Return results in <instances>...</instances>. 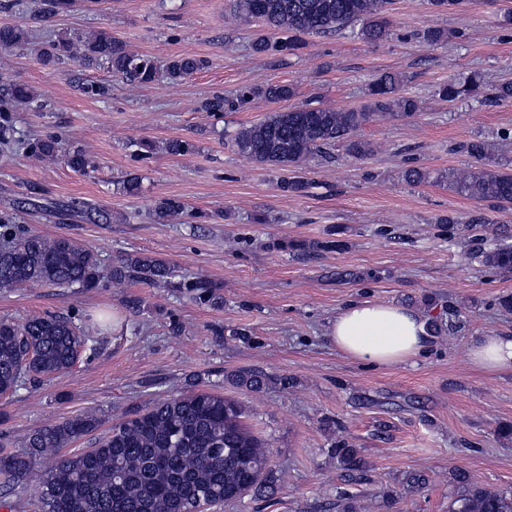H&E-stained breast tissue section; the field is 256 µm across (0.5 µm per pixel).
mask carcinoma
I'll return each mask as SVG.
<instances>
[{
	"mask_svg": "<svg viewBox=\"0 0 512 512\" xmlns=\"http://www.w3.org/2000/svg\"><path fill=\"white\" fill-rule=\"evenodd\" d=\"M76 0H42L35 19L42 24L71 10ZM394 0H234L233 13L245 21L258 20L267 33L251 44L259 56L296 54L308 34H335L346 29L366 43H379L390 36L387 14ZM28 45V33L19 27H0V49ZM43 64L75 62L86 69L107 68L112 77L129 85L146 86L158 78L154 60L131 52L106 29L86 36H61L39 51ZM205 66L190 55L167 61L165 78L177 84ZM405 76L394 71L379 73L368 85L367 101L359 109L339 111L330 107L295 106L272 112L263 120L242 126L232 136L234 150L246 160L281 172L279 188L285 193L306 194L312 183L304 176L317 156L329 157L340 141L348 151L364 157L374 152L366 141L352 139L362 126L380 118H410L419 111V101L404 90ZM438 95L450 102L484 96L481 77L471 74L443 83ZM295 96L290 83L246 86L234 100L217 98L205 104L208 112L224 108L240 110L258 98L272 102ZM12 103L37 111L43 104L24 84H14L0 103V114ZM5 144H17L37 159L62 157L80 171L92 166L81 151L64 149L56 135L26 139L5 124L0 127ZM462 149L477 167L439 174L436 180L476 202H489L502 210L512 209V172L498 169L496 145L472 139ZM164 150L174 156L195 152V144L176 138ZM95 222H111L105 209L73 202ZM185 204L176 198H161L154 206V220L168 224L181 216ZM512 237L502 227L487 246L473 254L483 266L512 270ZM301 251H340L343 241L296 242ZM176 270L167 261L151 256L128 255L105 269L98 254L68 237H46L16 224L9 214L0 215V290L26 285L77 288L88 291L107 278L121 285L129 280L145 284L168 283L187 288L194 299L211 297L212 284L202 277L174 281ZM98 328H81L59 315L34 317L23 324L0 319V395L12 394L27 385L49 379L71 368ZM227 380L245 393H260L272 382L259 369H241ZM242 402L203 389L191 388L160 399L115 424L93 446L61 456L59 451L95 432L100 417L86 411L41 428L28 436L19 452L0 450V490L24 485L30 473L40 468L33 487L39 512H196L219 508L250 493L272 498L280 478L270 462L269 443L246 423ZM336 464L351 476H360L367 463L353 444L338 439L330 448ZM448 512H512V492L473 483L461 487L448 499Z\"/></svg>",
	"mask_w": 512,
	"mask_h": 512,
	"instance_id": "carcinoma-1",
	"label": "carcinoma"
}]
</instances>
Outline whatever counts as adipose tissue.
<instances>
[{"instance_id":"obj_1","label":"adipose tissue","mask_w":512,"mask_h":512,"mask_svg":"<svg viewBox=\"0 0 512 512\" xmlns=\"http://www.w3.org/2000/svg\"><path fill=\"white\" fill-rule=\"evenodd\" d=\"M329 334L341 353L380 365L411 361L428 340L425 321L412 310L372 301H355L340 310ZM469 360L484 372L512 369V336L479 338L469 350Z\"/></svg>"}]
</instances>
